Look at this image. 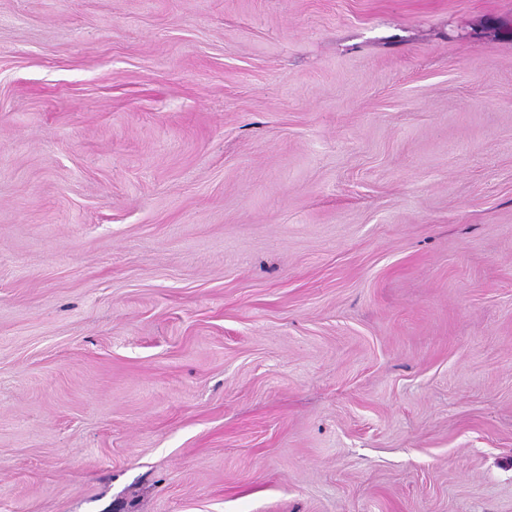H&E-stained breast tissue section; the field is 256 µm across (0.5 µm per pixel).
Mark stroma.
Returning a JSON list of instances; mask_svg holds the SVG:
<instances>
[{
  "label": "stroma",
  "instance_id": "1",
  "mask_svg": "<svg viewBox=\"0 0 512 512\" xmlns=\"http://www.w3.org/2000/svg\"><path fill=\"white\" fill-rule=\"evenodd\" d=\"M0 512H512V0H0Z\"/></svg>",
  "mask_w": 512,
  "mask_h": 512
}]
</instances>
